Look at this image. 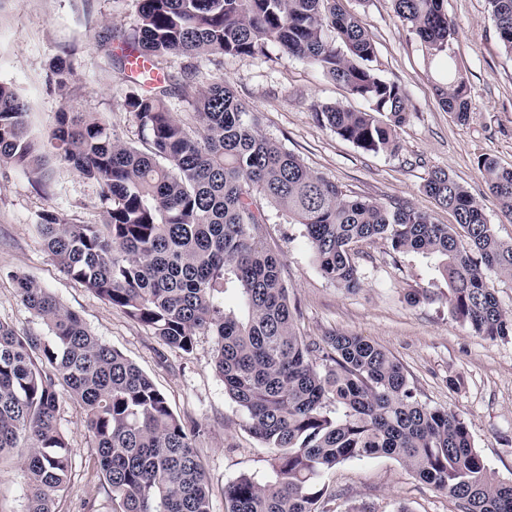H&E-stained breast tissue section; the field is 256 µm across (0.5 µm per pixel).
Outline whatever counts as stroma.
Returning a JSON list of instances; mask_svg holds the SVG:
<instances>
[{
	"mask_svg": "<svg viewBox=\"0 0 512 512\" xmlns=\"http://www.w3.org/2000/svg\"><path fill=\"white\" fill-rule=\"evenodd\" d=\"M139 0H0V83L26 101L38 142H47L57 112L72 107L103 120L115 138L141 145L136 119L122 104L127 91L119 68L101 44L132 32ZM373 38L377 73L397 82L413 105L398 131L395 153L373 154L343 140L315 119L316 103L340 102L359 110L362 101L302 61L271 49L268 55L171 57L173 76L193 73L194 90L224 76L238 98L258 113L263 132L306 166L353 197L403 202L427 211L437 223L453 214L438 207L423 185L432 170L447 171L486 205L498 237L512 242V220L495 205L477 167L482 155L512 167V56L499 46L486 0H445L455 34L448 53L471 97L466 122L439 104L441 82L428 49L396 16L392 0H341ZM71 67L67 90H59L52 65ZM44 179L0 165V321L18 331L44 333L41 320L22 304L9 274L21 271L49 290L86 326L135 363L166 395L189 428L209 477L211 512H224V486L242 475L263 479L273 451L249 430L243 410L224 391L210 364L214 339L199 336L193 353L166 345L122 309L101 300L67 276L44 248L37 226L55 210L79 224H101L106 207L99 186L48 157ZM263 243L284 264L295 327L307 340L323 342L333 332L366 337L405 368L421 401L462 414L488 468L512 481V339L477 336L448 313V285L432 260L395 254L383 240L360 244L355 257L362 286L354 292L323 278L313 263L302 227L272 215ZM432 299H423V289ZM59 426L70 443L72 476L56 512H113L82 409L60 401ZM329 512H459L455 502L421 482L390 457L348 460L324 479ZM28 490L19 459L0 458V512H27Z\"/></svg>",
	"mask_w": 512,
	"mask_h": 512,
	"instance_id": "obj_1",
	"label": "stroma"
}]
</instances>
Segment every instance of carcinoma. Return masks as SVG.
Returning <instances> with one entry per match:
<instances>
[{
    "label": "carcinoma",
    "mask_w": 512,
    "mask_h": 512,
    "mask_svg": "<svg viewBox=\"0 0 512 512\" xmlns=\"http://www.w3.org/2000/svg\"><path fill=\"white\" fill-rule=\"evenodd\" d=\"M397 17L429 49L442 76V109L469 117L465 79L448 42L455 24L444 0H393ZM503 50L512 55V0H487ZM124 110L146 134L147 151L119 142L84 112H58L50 145L107 204L103 224H76L46 211L37 225L45 249L72 279L193 353L214 338L211 366L274 450L272 479L241 476L224 487V512H327L324 476L347 460L391 457L448 495L461 512H512V482L497 479L477 452L466 418L421 402L403 366L362 336L334 333L327 348L297 335L283 263L263 246L265 206L303 237L324 278L353 290L362 281L355 247L385 239L393 252L438 261L449 314L475 334L512 338L484 270L512 278V243L489 224L483 201L447 172L425 193L452 212L436 224L409 204L349 198L294 153L262 133L257 116L220 77L194 103L196 126L166 105L168 56H256L272 46L321 71L366 108L316 104L318 121L364 152H394L412 116L407 92L372 66L376 45L339 0H142L139 25L121 38ZM159 79L126 74L129 53ZM0 163L38 173L27 106L0 84ZM499 208L512 215V167L478 158ZM23 305L46 334L0 321V456L21 453L28 512H55L70 480L71 451L58 424L62 392L80 403L115 512H211L208 478L193 432L164 393L36 281L12 275ZM238 291L226 307L224 294Z\"/></svg>",
    "instance_id": "carcinoma-1"
}]
</instances>
